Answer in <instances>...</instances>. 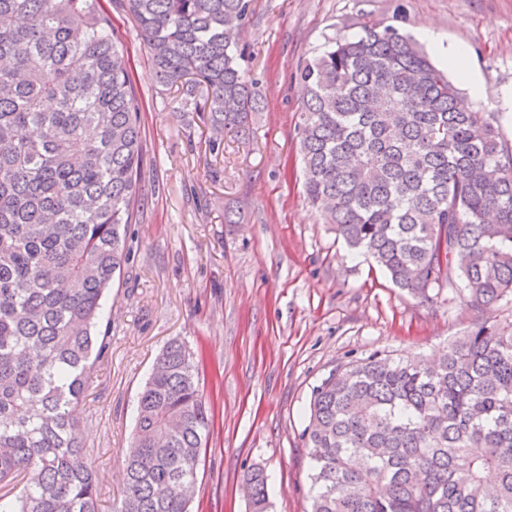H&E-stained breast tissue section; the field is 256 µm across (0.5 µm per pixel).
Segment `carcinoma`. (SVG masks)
<instances>
[{"label":"carcinoma","instance_id":"cac0c4a2","mask_svg":"<svg viewBox=\"0 0 512 512\" xmlns=\"http://www.w3.org/2000/svg\"><path fill=\"white\" fill-rule=\"evenodd\" d=\"M156 82L204 97L215 133L259 111L236 37L250 0H123ZM303 190L355 253L477 326L437 363L373 353L312 389L311 512H512V148L411 36L373 22L300 70ZM141 105L101 0H0V512H96L73 409L112 332L104 298L131 254ZM210 426L179 340L138 398L114 512H189ZM251 512H268L262 470Z\"/></svg>","mask_w":512,"mask_h":512}]
</instances>
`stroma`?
I'll list each match as a JSON object with an SVG mask.
<instances>
[{
	"mask_svg": "<svg viewBox=\"0 0 512 512\" xmlns=\"http://www.w3.org/2000/svg\"><path fill=\"white\" fill-rule=\"evenodd\" d=\"M142 108L139 213L131 257L113 288L112 346L76 408L98 478V510L121 496L136 403L167 342L200 360L210 408L189 512H250L246 477L268 476L270 512H309V450L301 437L312 389L337 365L373 353L440 356L474 326L451 289L427 302L352 256L307 201L296 125L299 69L332 37L383 21L443 53L468 51L469 77L448 70L463 102L499 109L512 88V0H252L238 35L261 99L250 131L214 153L203 110L156 83L149 53L121 0H104ZM484 89L470 96L468 78Z\"/></svg>",
	"mask_w": 512,
	"mask_h": 512,
	"instance_id": "1",
	"label": "stroma"
}]
</instances>
